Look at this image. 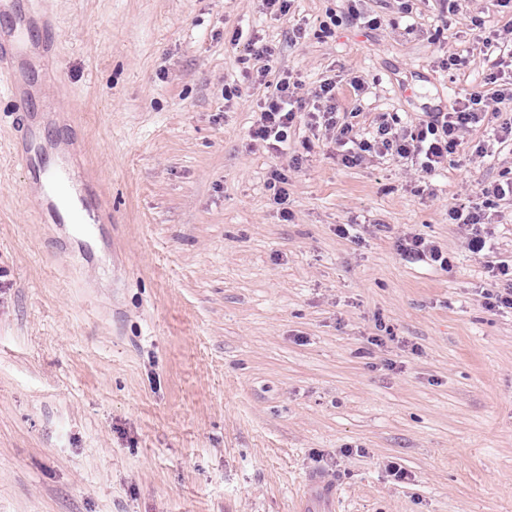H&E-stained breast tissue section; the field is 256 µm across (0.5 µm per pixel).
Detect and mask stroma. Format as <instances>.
Returning <instances> with one entry per match:
<instances>
[{"label":"stroma","mask_w":512,"mask_h":512,"mask_svg":"<svg viewBox=\"0 0 512 512\" xmlns=\"http://www.w3.org/2000/svg\"><path fill=\"white\" fill-rule=\"evenodd\" d=\"M400 5L0 6V32L26 24L46 61L14 63L39 150L79 165L96 213L83 240L37 196L0 98V512H512V311L485 309L490 279L448 216L512 171V149L475 156L486 125L412 179L393 162L343 166L302 126L284 157L249 137L265 90L237 30L306 88L335 78L338 112L363 128L484 90L482 63L442 62L476 42L472 18L500 29L512 11ZM293 156L286 220L267 181ZM403 234L435 242L451 271L404 261ZM384 327L393 340L363 356Z\"/></svg>","instance_id":"1"}]
</instances>
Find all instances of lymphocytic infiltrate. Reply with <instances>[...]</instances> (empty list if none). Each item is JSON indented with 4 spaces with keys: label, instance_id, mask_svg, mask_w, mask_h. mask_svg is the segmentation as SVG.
I'll return each instance as SVG.
<instances>
[{
    "label": "lymphocytic infiltrate",
    "instance_id": "f902f5d3",
    "mask_svg": "<svg viewBox=\"0 0 512 512\" xmlns=\"http://www.w3.org/2000/svg\"><path fill=\"white\" fill-rule=\"evenodd\" d=\"M248 49L262 64L254 81L264 86L266 95L259 104V116L250 138L268 149L284 153L288 132L297 122L309 130L331 133L338 151L336 158L347 167L357 166L370 158H388L413 167L428 175L447 165L463 143L465 134L497 120L496 140L512 146V26L495 30L482 40L479 54L487 67L486 90L473 91L459 98L451 111L429 114L413 125L395 127L380 120L370 131L363 132L341 119L334 103V78L320 81L309 97L298 94L299 82L288 71L275 69L271 63L272 48L259 38L248 41ZM512 200V177L482 185L478 200H466L453 206L448 216L466 234L469 253L482 258L491 280L484 290V304L490 310H512V262L493 259L494 232L488 209L498 202Z\"/></svg>",
    "mask_w": 512,
    "mask_h": 512
}]
</instances>
